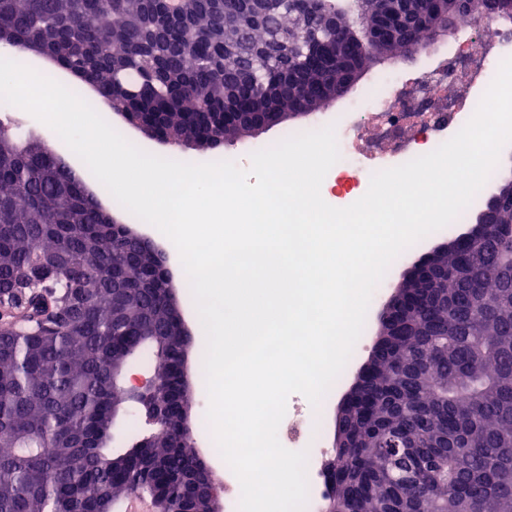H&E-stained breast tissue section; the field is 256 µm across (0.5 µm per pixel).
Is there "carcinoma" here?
I'll list each match as a JSON object with an SVG mask.
<instances>
[{
  "label": "carcinoma",
  "mask_w": 512,
  "mask_h": 512,
  "mask_svg": "<svg viewBox=\"0 0 512 512\" xmlns=\"http://www.w3.org/2000/svg\"><path fill=\"white\" fill-rule=\"evenodd\" d=\"M349 19L357 0H316ZM226 16L186 0L171 25L143 0H0V34L16 55L40 53L103 100L163 114L174 142L234 135L226 112L288 110V95L328 83L302 76L288 41L310 0H270L261 30L243 5ZM67 246L68 274L41 264ZM400 336L372 355V373L345 410L347 448L327 465L325 501L350 512H512V223L493 224L463 262L428 266ZM165 271L112 224L84 183L44 141L0 123V512H120L126 498L160 493L213 512L207 471L182 432L191 396L174 367L186 344L160 281ZM80 280L82 287L72 283ZM144 363L148 393L119 373ZM165 418H154L157 406ZM139 415L123 446L112 438Z\"/></svg>",
  "instance_id": "cac0c4a2"
}]
</instances>
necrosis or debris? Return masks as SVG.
<instances>
[{"mask_svg":"<svg viewBox=\"0 0 512 512\" xmlns=\"http://www.w3.org/2000/svg\"><path fill=\"white\" fill-rule=\"evenodd\" d=\"M510 58L512 49L498 41L477 54H444L415 77L394 71L380 74L349 104L351 124L336 129L340 159L333 170L353 183L343 202L350 205L361 198L373 173L430 153L447 141L449 132L459 131L461 114H474L501 63ZM280 439L308 447L305 509L317 512L328 484L322 469L324 451L307 407L297 405L281 426Z\"/></svg>","mask_w":512,"mask_h":512,"instance_id":"1","label":"necrosis or debris"}]
</instances>
